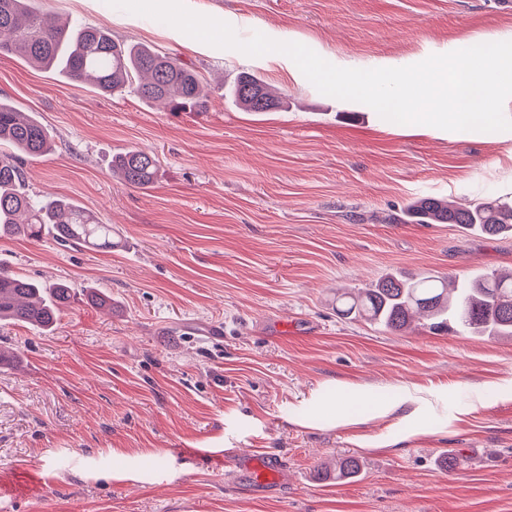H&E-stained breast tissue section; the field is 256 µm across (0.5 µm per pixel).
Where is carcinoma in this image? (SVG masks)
<instances>
[{
	"label": "carcinoma",
	"instance_id": "obj_1",
	"mask_svg": "<svg viewBox=\"0 0 512 512\" xmlns=\"http://www.w3.org/2000/svg\"><path fill=\"white\" fill-rule=\"evenodd\" d=\"M0 52L40 68L56 70L67 79L112 95L133 90L140 99L169 107L172 112H204L207 87L180 60L163 56L144 44L112 40L100 28L58 25L33 7L32 0H0ZM247 112H272L284 100L248 72L232 87ZM53 132L33 115L0 100V238L22 236L39 241L50 235L57 243L112 247V225L101 224L84 206L70 200L25 193L21 156L51 151ZM160 169L158 159L141 149L112 158V171L135 188L151 186ZM399 219L417 224H456L482 236L512 235V200L488 192L469 205L421 197L406 205ZM74 300L65 283L46 287L0 268V320L48 329L60 308ZM346 319L364 320L385 332L407 328L421 315L432 333L512 339V272L478 273L466 281L446 274L398 278L385 276L373 288L336 297ZM360 471L359 459L336 461V477L350 479Z\"/></svg>",
	"mask_w": 512,
	"mask_h": 512
}]
</instances>
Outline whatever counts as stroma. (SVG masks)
I'll return each mask as SVG.
<instances>
[{
	"label": "stroma",
	"mask_w": 512,
	"mask_h": 512,
	"mask_svg": "<svg viewBox=\"0 0 512 512\" xmlns=\"http://www.w3.org/2000/svg\"><path fill=\"white\" fill-rule=\"evenodd\" d=\"M185 3L345 68L512 41L501 0ZM36 7L180 59L210 99L171 112L0 56V98L55 134L25 159V191L77 200L129 241L0 239L11 272L112 298L78 299L50 332L0 324V512H512V340L382 332L334 304L388 273L512 271V237L394 220L419 197L512 196V131L390 122L283 54L218 49L103 0ZM243 71L284 108L239 109L226 89ZM129 148L158 155L155 184L110 175ZM349 394L384 405L316 421V402ZM245 453L279 457V485L252 492ZM348 455L358 477L322 478Z\"/></svg>",
	"instance_id": "1"
}]
</instances>
